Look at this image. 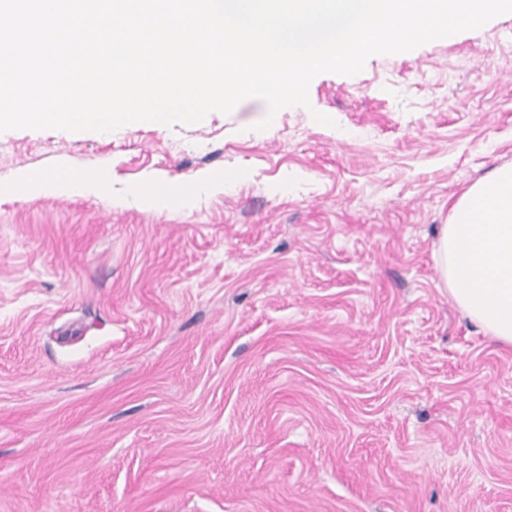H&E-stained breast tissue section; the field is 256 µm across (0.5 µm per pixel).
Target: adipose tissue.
Returning <instances> with one entry per match:
<instances>
[{"label":"adipose tissue","instance_id":"adipose-tissue-1","mask_svg":"<svg viewBox=\"0 0 512 512\" xmlns=\"http://www.w3.org/2000/svg\"><path fill=\"white\" fill-rule=\"evenodd\" d=\"M239 172L207 181L155 180L139 195L145 207L161 211L184 208L201 190H223ZM107 175L87 169L71 176L64 172L20 176L10 186L25 197L64 192L101 193ZM440 279L455 304L486 333L512 345V166L494 171L473 184L453 205L442 225L433 253Z\"/></svg>","mask_w":512,"mask_h":512}]
</instances>
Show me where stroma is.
<instances>
[{
    "label": "stroma",
    "mask_w": 512,
    "mask_h": 512,
    "mask_svg": "<svg viewBox=\"0 0 512 512\" xmlns=\"http://www.w3.org/2000/svg\"><path fill=\"white\" fill-rule=\"evenodd\" d=\"M309 99L0 133V512H512V347L433 260L512 164V16ZM61 167L108 193L8 190ZM227 169L188 210L112 205Z\"/></svg>",
    "instance_id": "35a3bbf8"
}]
</instances>
